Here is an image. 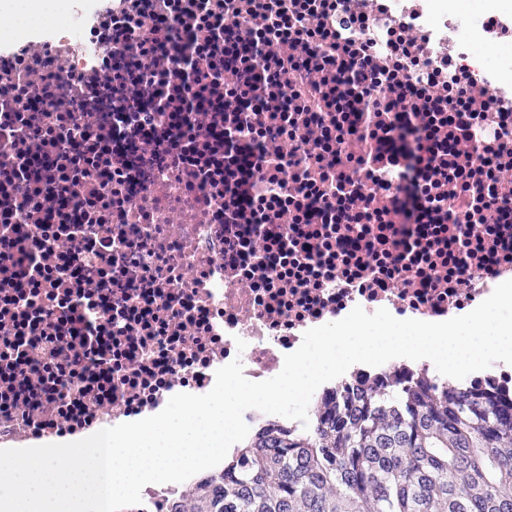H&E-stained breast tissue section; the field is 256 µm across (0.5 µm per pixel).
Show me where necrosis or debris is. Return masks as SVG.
Masks as SVG:
<instances>
[{"label": "necrosis or debris", "instance_id": "necrosis-or-debris-1", "mask_svg": "<svg viewBox=\"0 0 512 512\" xmlns=\"http://www.w3.org/2000/svg\"><path fill=\"white\" fill-rule=\"evenodd\" d=\"M262 2L99 0L0 55V449L160 412L236 359L270 379L357 306L444 321L512 280V196L484 173L512 167V0ZM231 64L260 95H226ZM339 124L372 139L341 173ZM406 187L422 223L382 220ZM390 378L449 382L356 365L310 405Z\"/></svg>", "mask_w": 512, "mask_h": 512}]
</instances>
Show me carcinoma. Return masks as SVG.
I'll list each match as a JSON object with an SVG mask.
<instances>
[{
  "label": "carcinoma",
  "mask_w": 512,
  "mask_h": 512,
  "mask_svg": "<svg viewBox=\"0 0 512 512\" xmlns=\"http://www.w3.org/2000/svg\"><path fill=\"white\" fill-rule=\"evenodd\" d=\"M164 512H512V399L408 381L273 424Z\"/></svg>",
  "instance_id": "cac0c4a2"
}]
</instances>
